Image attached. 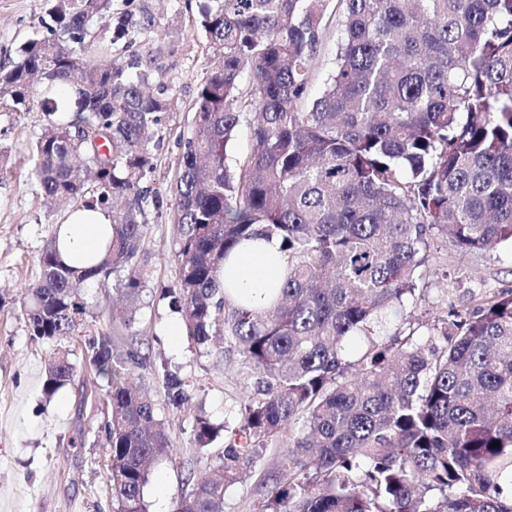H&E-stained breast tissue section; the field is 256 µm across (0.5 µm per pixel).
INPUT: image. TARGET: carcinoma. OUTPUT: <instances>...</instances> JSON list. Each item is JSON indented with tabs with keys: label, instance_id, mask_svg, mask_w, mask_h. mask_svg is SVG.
<instances>
[{
	"label": "carcinoma",
	"instance_id": "carcinoma-1",
	"mask_svg": "<svg viewBox=\"0 0 512 512\" xmlns=\"http://www.w3.org/2000/svg\"><path fill=\"white\" fill-rule=\"evenodd\" d=\"M46 29L0 70V100L41 116L30 176L50 200L98 208L102 255L68 264L57 230L38 252L21 312L29 335L72 336L85 284L117 276L136 321L144 291L152 143L172 99L151 62L95 58L88 22L112 0H48ZM213 48L198 88L171 214L176 283L163 296L198 347L220 344L253 378L235 427L203 413L194 440L224 432L216 464L188 479L176 512H224L226 489L286 440L259 512H512V290L428 334L386 336L424 283L431 243L512 250V0H196ZM145 45L152 18L119 17L111 40ZM335 33L316 94L313 62ZM250 149L228 163L240 127ZM276 237L288 275L262 302L222 288L229 253ZM85 366L107 381L102 446L113 512H148L152 466L174 442L167 407L190 384L106 330ZM48 360L44 395L74 381ZM499 446H493V443Z\"/></svg>",
	"mask_w": 512,
	"mask_h": 512
}]
</instances>
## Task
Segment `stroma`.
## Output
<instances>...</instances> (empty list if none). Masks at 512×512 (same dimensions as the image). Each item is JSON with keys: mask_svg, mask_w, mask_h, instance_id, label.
Segmentation results:
<instances>
[{"mask_svg": "<svg viewBox=\"0 0 512 512\" xmlns=\"http://www.w3.org/2000/svg\"><path fill=\"white\" fill-rule=\"evenodd\" d=\"M44 5L45 0H0L1 68L12 65L19 45L35 36ZM124 12L151 15L163 36L148 48L137 38L112 41L115 17ZM91 39L107 43L112 60L149 55L174 100L153 147L150 184L160 201L148 206L146 290L134 326L113 314L112 283H92L82 290L87 314L74 335L54 342L28 335L21 315L24 288L38 272L36 256L51 225L63 222L66 211L47 202L28 179L29 148L40 131L36 116L13 111L10 102L0 103V512H112L106 454L98 442L100 416L82 409L78 387L66 386L51 398L42 391L49 357L102 328H111L118 349L138 343L143 353L179 366L191 384L187 410L174 415L164 404L162 388L150 387L175 447L151 472L145 489L149 512H174L189 475L215 462L224 446L219 439L207 449L196 447L195 416L206 414L219 425L235 423L240 401L250 389L231 354L216 346L196 347L184 336H167V324L178 315L160 297L161 288L175 281L171 186L181 162L180 143L192 132L197 90L212 55L199 30L196 2L113 0L111 15L96 20ZM507 288H512L511 252L499 248L462 254L443 248L434 253L425 287L406 318L392 320L390 326L400 329L462 314L485 295ZM80 432L87 436L85 446H72ZM282 450V443L275 442L263 451L246 479L227 490L224 512H258Z\"/></svg>", "mask_w": 512, "mask_h": 512, "instance_id": "obj_1", "label": "stroma"}]
</instances>
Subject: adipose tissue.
Instances as JSON below:
<instances>
[{"instance_id":"ef3b65f1","label":"adipose tissue","mask_w":512,"mask_h":512,"mask_svg":"<svg viewBox=\"0 0 512 512\" xmlns=\"http://www.w3.org/2000/svg\"><path fill=\"white\" fill-rule=\"evenodd\" d=\"M109 219L97 210L78 209L60 228V250L65 260L94 252L102 246V234ZM288 269V257L278 241L260 240L255 246L235 249L225 262L221 282L238 289L240 295L259 299L267 290L279 287Z\"/></svg>"}]
</instances>
